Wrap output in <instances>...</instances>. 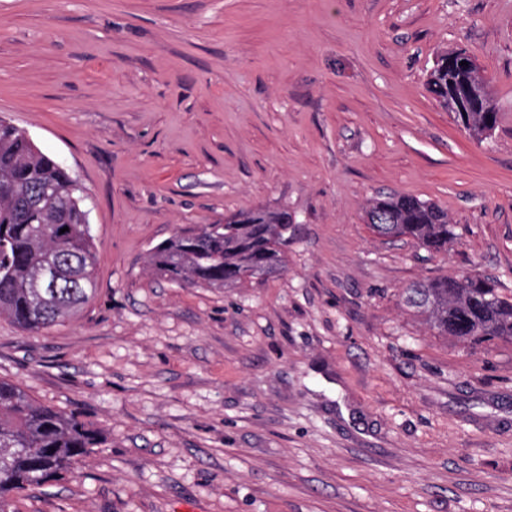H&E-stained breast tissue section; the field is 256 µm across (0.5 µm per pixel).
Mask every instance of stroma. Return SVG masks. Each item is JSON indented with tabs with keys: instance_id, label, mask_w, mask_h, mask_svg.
Returning a JSON list of instances; mask_svg holds the SVG:
<instances>
[{
	"instance_id": "1",
	"label": "stroma",
	"mask_w": 512,
	"mask_h": 512,
	"mask_svg": "<svg viewBox=\"0 0 512 512\" xmlns=\"http://www.w3.org/2000/svg\"><path fill=\"white\" fill-rule=\"evenodd\" d=\"M463 49L498 125L434 101ZM0 118L81 187L96 292L0 379L104 430L14 512H512V343L466 347L402 302L479 275L512 295V0H0ZM448 213L435 254L368 199ZM287 208L285 270L239 288L146 267L178 228ZM467 55L469 54L463 50L439 53L429 72L427 85L436 101L449 112L454 122L478 138H487L497 127L498 112L489 93V81L479 69H455L457 59ZM469 82L483 87L482 102L472 112H458L455 92L460 93L462 85ZM488 130L491 132L487 133Z\"/></svg>"
}]
</instances>
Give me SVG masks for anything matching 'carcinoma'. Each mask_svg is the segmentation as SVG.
I'll list each match as a JSON object with an SVG mask.
<instances>
[{
  "mask_svg": "<svg viewBox=\"0 0 512 512\" xmlns=\"http://www.w3.org/2000/svg\"><path fill=\"white\" fill-rule=\"evenodd\" d=\"M463 50L439 53L427 85L454 122L481 138L496 129L489 81L476 69L456 67ZM483 87V99L460 112L455 94L465 83ZM370 229L381 238H410L433 253L448 251V212L408 195L367 201ZM68 228L62 233L60 229ZM288 210L258 207L224 217L222 224L178 230L153 247L147 267L178 285L235 288L286 268ZM97 249L83 196L69 172L15 127L0 119V318L39 331L75 317L94 291ZM405 303L442 336L490 347L512 341V296L484 277L453 276L416 284ZM106 439L73 413L42 405L19 385L0 379V512L10 497L31 486L63 479L80 458Z\"/></svg>",
  "mask_w": 512,
  "mask_h": 512,
  "instance_id": "1",
  "label": "carcinoma"
}]
</instances>
